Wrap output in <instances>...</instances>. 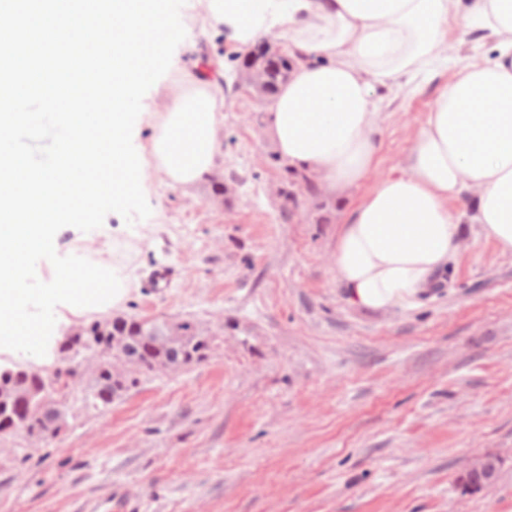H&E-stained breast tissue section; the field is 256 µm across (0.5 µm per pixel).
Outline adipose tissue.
Returning a JSON list of instances; mask_svg holds the SVG:
<instances>
[{
	"label": "adipose tissue",
	"instance_id": "adipose-tissue-1",
	"mask_svg": "<svg viewBox=\"0 0 512 512\" xmlns=\"http://www.w3.org/2000/svg\"><path fill=\"white\" fill-rule=\"evenodd\" d=\"M203 26L250 41L279 27L293 69L264 129L288 169L330 194L371 181L337 234L336 277L353 306L408 303L461 242L451 202L474 192L472 220L512 254V0H194ZM481 33L485 60L437 94L402 172L371 179L379 88L439 56L448 25ZM224 94L217 80H177L144 158L169 187L190 190L219 165Z\"/></svg>",
	"mask_w": 512,
	"mask_h": 512
}]
</instances>
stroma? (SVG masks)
Masks as SVG:
<instances>
[{
    "mask_svg": "<svg viewBox=\"0 0 512 512\" xmlns=\"http://www.w3.org/2000/svg\"><path fill=\"white\" fill-rule=\"evenodd\" d=\"M182 20L192 44L145 94L133 142L148 145L182 71H220L223 164L187 192L146 171L149 218L107 214L88 234L94 250L69 229L59 253L127 275L108 315L220 317L224 338L207 361L143 377L108 409L72 394L50 447L0 441V512H103L115 496L134 512H512V255L481 235L465 201L460 249L410 304L352 306L333 255L340 217L368 185L301 194L304 211L323 203L324 223L282 215L268 102L235 83L249 44L201 30L194 12ZM448 42L413 80L382 89L373 178L403 170L438 91L487 51L453 28ZM159 266L176 276L156 291L146 277ZM485 455L501 459L497 481L466 491Z\"/></svg>",
    "mask_w": 512,
    "mask_h": 512,
    "instance_id": "35a3bbf8",
    "label": "stroma"
}]
</instances>
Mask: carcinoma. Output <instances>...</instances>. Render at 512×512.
I'll list each match as a JSON object with an SVG mask.
<instances>
[{"label":"carcinoma","mask_w":512,"mask_h":512,"mask_svg":"<svg viewBox=\"0 0 512 512\" xmlns=\"http://www.w3.org/2000/svg\"><path fill=\"white\" fill-rule=\"evenodd\" d=\"M169 317L118 315L106 320H94L84 325L82 338L71 345L57 346L62 366L49 372L35 366L13 365L11 372L0 375V389L11 391L24 389L41 391L51 397L55 394H69L72 383H82L85 379L81 358L96 355L98 366L90 372L91 382L85 390L84 399L95 408H107L114 397L138 386L142 376L151 373V366L158 358V352L150 344L152 336L163 333ZM181 340L183 361L189 367L205 361L216 340L224 335V327L217 324L207 336L201 335L199 323L182 320ZM128 336L140 343V366L121 381L112 379V370L106 352L111 338ZM52 417L35 403L16 401L0 407V437L7 439L17 434L36 435L41 443H52L57 435L51 431Z\"/></svg>","instance_id":"carcinoma-1"}]
</instances>
